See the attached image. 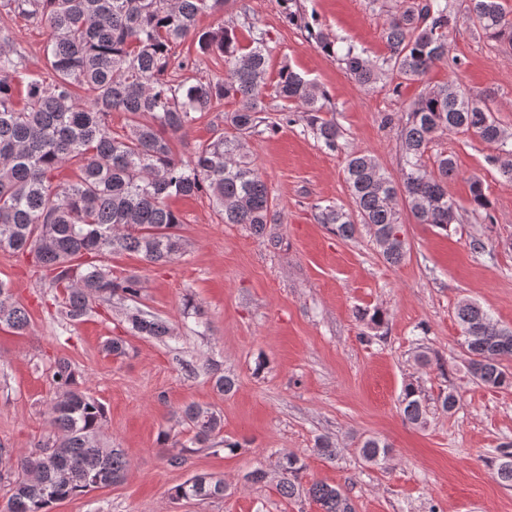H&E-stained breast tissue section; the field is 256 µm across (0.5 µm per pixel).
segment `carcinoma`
Returning <instances> with one entry per match:
<instances>
[{
    "mask_svg": "<svg viewBox=\"0 0 512 512\" xmlns=\"http://www.w3.org/2000/svg\"><path fill=\"white\" fill-rule=\"evenodd\" d=\"M284 20L307 32L314 47L336 57L357 84L372 89L390 74L420 82L435 65L448 59L449 29L462 20L486 39L512 46V18L501 0H394L382 38L389 54L373 59L336 38L314 31L298 0H280ZM227 0H0V251L29 256L44 271V287L60 300L63 324L84 321L94 305L119 296L130 301L124 319L140 336L163 341L173 336L169 321L137 305L142 280L117 277L101 264L103 256L136 253L152 264L181 255L184 223L168 200L205 194L222 222L245 224L262 237L266 226L282 223L275 198L262 173L245 151L247 137L258 133L260 113L267 111V89L304 114L307 126L323 145L340 149L341 131L320 116L326 94L291 65L280 67L268 85V33L247 24L249 44L238 43L236 26L198 27L203 15L224 13ZM48 29L45 72L28 76L23 98L15 80L25 69L26 54L14 44L16 16ZM197 42L202 54L224 58V74L182 77L198 68L178 48ZM92 92L83 101L78 90ZM226 99L236 108L229 122L235 134L199 144L192 156L178 157L166 134L186 130ZM113 111L128 115L127 130L112 132ZM403 167L395 182L371 154L346 155V183L355 210L334 203L317 205V219L342 238L357 225L368 229L386 263L396 266L407 255L403 212L418 224L444 231L458 221L459 205L448 195L456 172L453 157L438 155L433 168L426 158L440 134L471 132L492 144L503 161L499 174L512 182V131L505 128L482 97L460 82L425 85L398 116ZM76 166L75 178L56 181L65 165ZM470 209L492 221L491 202L482 180L470 182ZM473 376L493 389L512 387L504 361L512 359V329L471 300L455 310ZM29 312L13 300L12 288L0 281V326L24 332ZM55 397L49 404V432L39 452L14 457L0 448V473L8 484L0 495V512H52L54 505L96 489L98 479L120 482L129 462L120 448L102 440L104 406L80 388L75 369L55 362ZM408 423H427L428 405L419 387L407 384L401 397ZM177 424L193 432L185 444L169 431L167 463L178 467L192 447H222L233 453L240 442L222 437L224 419L207 405L190 403L172 412ZM496 475L512 487V444L499 448ZM359 455L371 465L383 464L388 443L368 437ZM278 494L296 499L305 494L322 512H354L338 487L300 482L304 463L295 453L275 461ZM224 494V480L195 475L174 486V500H206Z\"/></svg>",
    "mask_w": 512,
    "mask_h": 512,
    "instance_id": "1",
    "label": "carcinoma"
}]
</instances>
